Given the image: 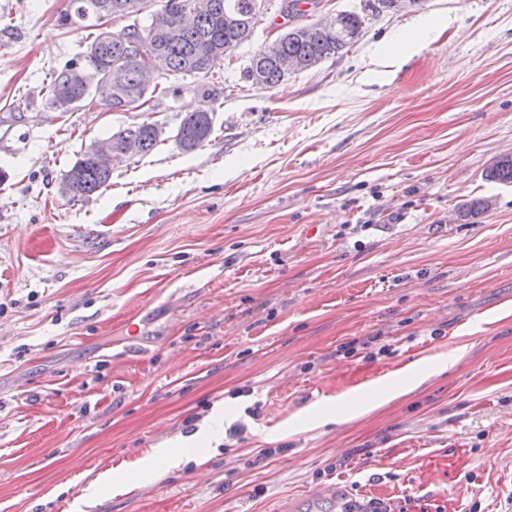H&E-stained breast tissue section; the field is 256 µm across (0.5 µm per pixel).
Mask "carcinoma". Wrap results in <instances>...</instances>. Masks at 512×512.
I'll return each instance as SVG.
<instances>
[{"label":"carcinoma","mask_w":512,"mask_h":512,"mask_svg":"<svg viewBox=\"0 0 512 512\" xmlns=\"http://www.w3.org/2000/svg\"><path fill=\"white\" fill-rule=\"evenodd\" d=\"M84 0H63L58 23L74 17V29H87L92 42L99 44L101 54L88 57L84 54L51 69L47 84L48 100H53L58 90L67 85L70 73L81 68L104 81L112 80V87L122 96L106 102L119 112L129 111L128 105L153 98L157 86L146 85L147 77L140 62L130 53V33L123 29L112 33V40L100 43V34L94 25L77 19ZM154 0H112V17L123 18L141 14L153 5ZM166 11L157 30L144 32V41L161 50L166 62V74L205 76L213 73L224 62L226 53L250 40L252 33L270 10L282 17L302 14L300 0H194L195 13L190 20L181 14L188 0H163ZM365 16L355 11H342L333 17L320 19L312 24L294 27L280 34L270 44L260 48L244 70L248 81H253V69H261L264 78L258 86L272 88L290 73H299L318 66L323 60L342 55L357 42L363 31ZM214 112L203 107L185 116L178 131L184 135L198 133L203 139L213 132ZM157 124L133 122L112 134V158L115 160L145 157L157 149L166 138L157 135ZM66 177L76 178L82 186L78 199L83 200L109 186L112 168L101 166L92 151L84 152ZM488 179L503 184L512 183V154L501 155L487 170Z\"/></svg>","instance_id":"cac0c4a2"}]
</instances>
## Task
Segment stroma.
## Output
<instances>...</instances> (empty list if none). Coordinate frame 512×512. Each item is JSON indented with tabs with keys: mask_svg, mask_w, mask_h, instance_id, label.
I'll use <instances>...</instances> for the list:
<instances>
[{
	"mask_svg": "<svg viewBox=\"0 0 512 512\" xmlns=\"http://www.w3.org/2000/svg\"><path fill=\"white\" fill-rule=\"evenodd\" d=\"M62 4L0 0V512H77L116 467L129 490L78 512H292L331 482L340 512H512V184L485 176L512 153V0L368 15L348 53L261 88L244 69L290 25L268 17L220 79H160L147 113L49 103L86 43ZM422 17L440 31L407 53ZM205 102L213 133L183 151ZM145 119L165 144L60 194ZM426 362L441 374L406 396L304 426ZM219 402L206 464L142 481ZM213 116L214 112L208 107H203L198 111L185 116L177 129L176 135L174 136L175 142L182 146L184 148L183 150L188 151V145H184V139H178L181 131H184V138L188 137L190 133L196 132L197 134L198 132L200 138L204 139V143L213 132ZM188 140L189 138H186L185 142Z\"/></svg>",
	"mask_w": 512,
	"mask_h": 512,
	"instance_id": "stroma-1",
	"label": "stroma"
}]
</instances>
